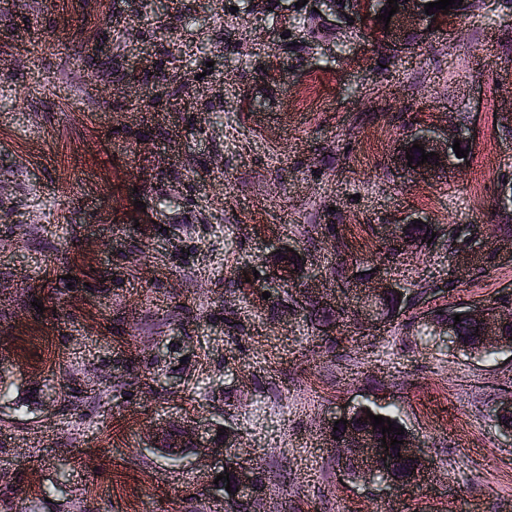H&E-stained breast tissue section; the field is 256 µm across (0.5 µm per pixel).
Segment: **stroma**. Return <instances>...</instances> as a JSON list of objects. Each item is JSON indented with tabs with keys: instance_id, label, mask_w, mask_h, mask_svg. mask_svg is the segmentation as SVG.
<instances>
[{
	"instance_id": "stroma-1",
	"label": "stroma",
	"mask_w": 512,
	"mask_h": 512,
	"mask_svg": "<svg viewBox=\"0 0 512 512\" xmlns=\"http://www.w3.org/2000/svg\"><path fill=\"white\" fill-rule=\"evenodd\" d=\"M469 2L395 47L365 0H0V512H215L216 460L149 437L194 422L265 471L250 512H512V353L436 322L512 297V0ZM450 125L467 158L397 163ZM417 220L433 241L388 255ZM382 280L402 303L372 326ZM374 404L419 486L338 460L331 424ZM395 291L389 282H381L375 288H369L359 301L360 315L362 319L371 325L382 323L389 317L381 316L376 303L383 299L389 292Z\"/></svg>"
}]
</instances>
